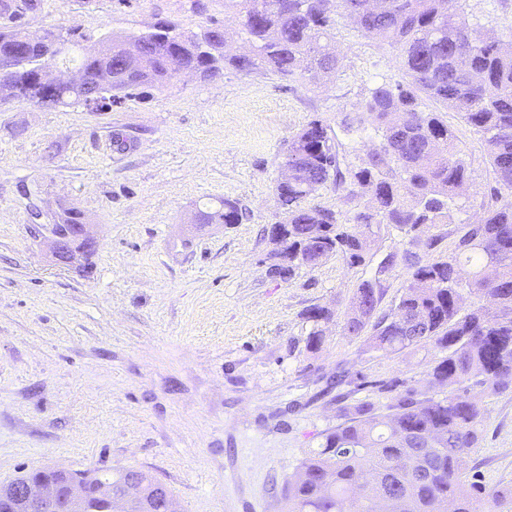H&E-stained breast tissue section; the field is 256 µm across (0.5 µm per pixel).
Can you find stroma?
<instances>
[{
    "label": "stroma",
    "mask_w": 512,
    "mask_h": 512,
    "mask_svg": "<svg viewBox=\"0 0 512 512\" xmlns=\"http://www.w3.org/2000/svg\"><path fill=\"white\" fill-rule=\"evenodd\" d=\"M205 2L199 14L188 0H42L22 24L95 41L161 20L193 32L213 24L242 52L224 0ZM466 10L487 35L512 28V0H467ZM335 48L339 70L314 83L228 70L99 112L0 104V483L44 467L134 468L182 512H285L289 477L340 424V404L384 409L383 383L423 387L431 352L384 355L342 331L362 281L379 278L381 311L398 303L409 270L376 268L406 248L400 229L382 230L365 265L334 257L287 280L268 273L262 231L279 219L274 187L292 136L320 118L341 164H358L382 134L346 130L344 115L404 79L397 50L342 17ZM443 118L474 175L440 228L447 255L494 178L481 136L456 113ZM218 197L238 201L247 220L197 229L198 209ZM62 200L87 217L88 265L55 264L30 232L29 205L50 214ZM315 305L333 316L313 352L304 313ZM481 402L469 461L486 488L512 485V391Z\"/></svg>",
    "instance_id": "obj_1"
}]
</instances>
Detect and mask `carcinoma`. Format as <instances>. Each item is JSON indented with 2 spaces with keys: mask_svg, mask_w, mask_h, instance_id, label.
<instances>
[{
  "mask_svg": "<svg viewBox=\"0 0 512 512\" xmlns=\"http://www.w3.org/2000/svg\"><path fill=\"white\" fill-rule=\"evenodd\" d=\"M466 0H381L377 12L363 11L355 26L363 36L399 51L406 82L372 90L343 124H370L383 141L359 165L341 167L327 126L311 119L291 139L282 164L288 182L275 186L280 223L288 234V276L341 256L352 267L365 264L369 244L393 224L409 237L402 254L390 253L378 273L400 260L410 270L399 303L376 317L377 280L362 281L345 315L343 332L358 339L369 333L370 349L402 354L435 353L425 388L404 381L385 385L394 393L392 412L381 414L371 401L345 411V421L323 434L318 447L288 480L287 512H375L374 500L388 493L400 512H480L484 501L511 498L512 486L488 490L463 480L484 420L480 401L461 389L473 383L490 394L512 390V30L493 39L481 34L465 10ZM364 0H224L240 18L253 54L225 49L224 29L181 31L162 22L156 31L112 35L96 47L84 36L53 30L68 47L81 50L78 72L90 78L100 108L167 86L176 67L210 79L226 69L269 72L292 81L301 65L310 80L335 72L329 51L336 13L349 17ZM40 8V0H0V60L14 70L0 77V102L22 100L46 107L81 103L83 85H53L42 79L52 62L50 47L32 42L19 19ZM129 43L138 53L125 55ZM458 113L489 150L494 203L482 206L473 224L462 226L454 252L436 255L451 223L455 199L471 171L453 130L423 99ZM363 189L367 201L350 218L309 206L322 188ZM239 203L218 198L198 210L199 224H239ZM313 324L312 351L323 344L319 324L331 311L313 306L304 313ZM129 512H176L172 501L152 487Z\"/></svg>",
  "mask_w": 512,
  "mask_h": 512,
  "instance_id": "1",
  "label": "carcinoma"
}]
</instances>
